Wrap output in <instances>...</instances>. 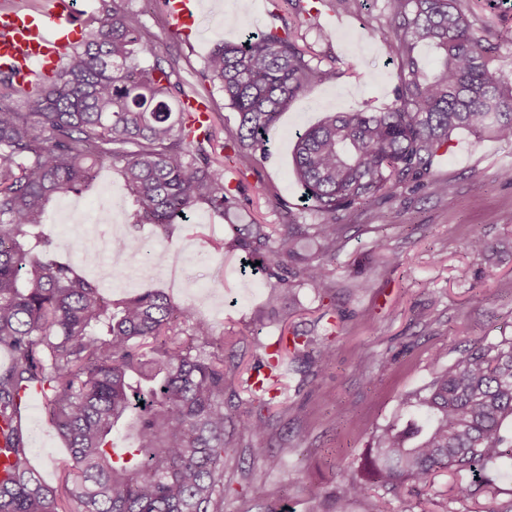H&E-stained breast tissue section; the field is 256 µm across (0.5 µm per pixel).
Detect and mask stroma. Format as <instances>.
<instances>
[{"instance_id": "stroma-1", "label": "stroma", "mask_w": 512, "mask_h": 512, "mask_svg": "<svg viewBox=\"0 0 512 512\" xmlns=\"http://www.w3.org/2000/svg\"><path fill=\"white\" fill-rule=\"evenodd\" d=\"M474 34L494 49V66L512 78V39L503 32L512 20V0H464ZM159 47L163 63L173 65L186 90L202 94L211 113L216 143L237 114L224 95L202 76L216 43L239 41L245 31L290 27L310 46L325 78L289 102L267 139L265 157L226 169L230 184H244L249 208L237 219L220 218L206 206L188 211L185 221L163 234L152 224H132V200L117 168L99 172L96 193L56 198L47 231L55 252L75 259L83 275L99 280L85 254L84 215L95 213L110 195L124 197L117 237L137 238L147 249L134 264H119L112 284L115 298L159 288L176 303L192 305L215 334L250 337L253 344L275 343L285 331L312 336L335 334L336 355L319 370H288L280 377L276 405L269 412V446L275 464L250 456L249 435L234 437L237 452L224 460V512H336L334 498L360 473L374 431L395 418L402 395L433 377L435 351L447 363L466 349L512 341V182L500 176L512 168V144L462 133L433 164L432 178L447 183L444 195L422 188L358 207L336 245L331 265L335 299L312 288H296L295 304L276 320L259 323L255 311L269 291L261 273L242 269L244 254L230 248L231 222L313 224L302 210L301 189L293 174L295 134L326 113L380 110L394 98L396 55L384 41V0H326L318 16L284 12L276 0H216L198 14L190 33L173 32L160 0H127ZM288 200L290 211L273 197ZM480 235L490 253L468 251L464 243ZM29 446L38 471L55 484L56 466L68 451L48 424L40 401L26 411ZM265 475L253 487L249 471ZM451 476L429 487L395 495L376 488L388 512H491L497 500L481 496L456 500Z\"/></svg>"}]
</instances>
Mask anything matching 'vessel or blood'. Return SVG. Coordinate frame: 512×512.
Here are the masks:
<instances>
[{
  "mask_svg": "<svg viewBox=\"0 0 512 512\" xmlns=\"http://www.w3.org/2000/svg\"><path fill=\"white\" fill-rule=\"evenodd\" d=\"M165 7L176 24L185 25L199 11L200 0H167ZM80 22L76 0H55L44 13L0 12V71L22 79L52 72L58 50L77 37Z\"/></svg>",
  "mask_w": 512,
  "mask_h": 512,
  "instance_id": "vessel-or-blood-1",
  "label": "vessel or blood"
}]
</instances>
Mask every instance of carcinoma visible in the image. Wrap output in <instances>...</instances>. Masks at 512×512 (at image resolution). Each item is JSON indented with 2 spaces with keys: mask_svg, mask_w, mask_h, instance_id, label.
I'll return each instance as SVG.
<instances>
[{
  "mask_svg": "<svg viewBox=\"0 0 512 512\" xmlns=\"http://www.w3.org/2000/svg\"><path fill=\"white\" fill-rule=\"evenodd\" d=\"M104 16L84 20V39L18 112L25 92L0 74V512H224V458L238 432L250 455H269V418L278 368L327 365L333 337L293 333L247 370L243 391L226 395L224 337L191 305L162 290L112 300L72 259L52 258L44 224L49 203L94 189L98 169L121 164L135 224L168 231L194 205L219 216L250 198L214 167L211 124L194 130L190 97L173 66L159 61L137 14L101 0ZM383 37L396 43L398 83L382 111L330 113L296 134L294 174L316 224H235L232 247L260 262L270 292L257 320L295 297L333 290L342 222L360 204L429 184L434 159L459 130L512 143V80L493 67L492 48L473 33L460 0H384ZM437 61L429 70L421 48ZM325 71L294 32L266 30L216 46L204 77L224 93L238 125L224 130L228 162L266 155L267 134L288 102ZM433 356L432 381L401 399L403 422L377 431L361 476L336 501L352 498L386 512L373 486L398 492L441 470L476 474L451 488L457 500L501 494L494 472L512 462V342L474 348L455 364ZM38 388L49 425L69 457L57 485L43 482L25 428L27 393ZM134 432L133 448L112 435Z\"/></svg>",
  "mask_w": 512,
  "mask_h": 512,
  "instance_id": "obj_1",
  "label": "carcinoma"
}]
</instances>
